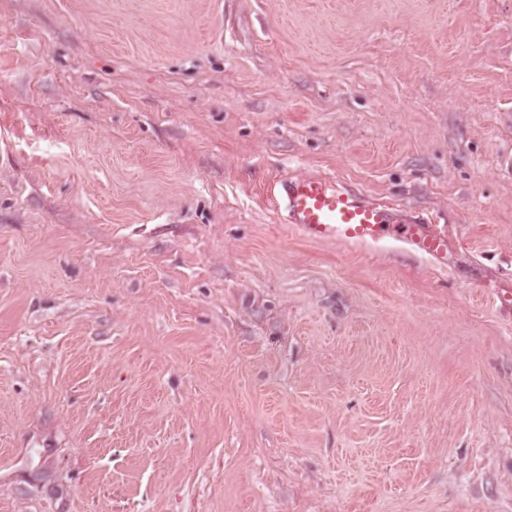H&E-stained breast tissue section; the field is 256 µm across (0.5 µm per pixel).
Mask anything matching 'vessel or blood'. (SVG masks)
<instances>
[{
  "label": "vessel or blood",
  "mask_w": 512,
  "mask_h": 512,
  "mask_svg": "<svg viewBox=\"0 0 512 512\" xmlns=\"http://www.w3.org/2000/svg\"><path fill=\"white\" fill-rule=\"evenodd\" d=\"M271 202L304 238L368 249L395 243L432 265L447 269L454 240L433 216L371 200L335 178L290 177L275 183Z\"/></svg>",
  "instance_id": "b4317fda"
}]
</instances>
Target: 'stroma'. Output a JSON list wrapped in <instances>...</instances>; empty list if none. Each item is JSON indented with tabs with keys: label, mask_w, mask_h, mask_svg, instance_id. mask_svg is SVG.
<instances>
[{
	"label": "stroma",
	"mask_w": 512,
	"mask_h": 512,
	"mask_svg": "<svg viewBox=\"0 0 512 512\" xmlns=\"http://www.w3.org/2000/svg\"><path fill=\"white\" fill-rule=\"evenodd\" d=\"M433 215L447 271L267 192ZM512 0H0V512H512Z\"/></svg>",
	"instance_id": "35a3bbf8"
}]
</instances>
